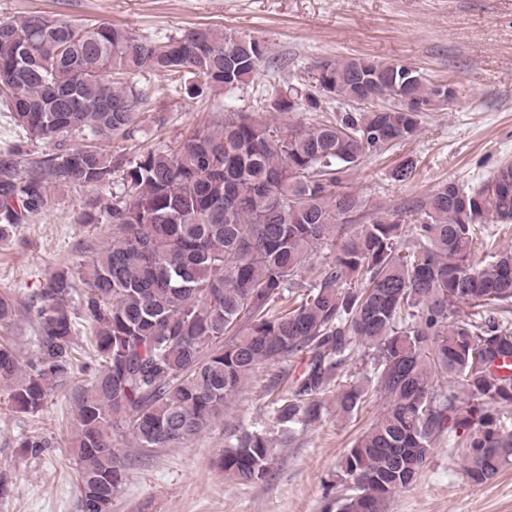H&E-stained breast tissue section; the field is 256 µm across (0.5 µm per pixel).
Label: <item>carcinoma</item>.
I'll return each instance as SVG.
<instances>
[{
	"mask_svg": "<svg viewBox=\"0 0 512 512\" xmlns=\"http://www.w3.org/2000/svg\"><path fill=\"white\" fill-rule=\"evenodd\" d=\"M266 54L263 42L211 25L151 40L46 12L0 21V99L53 147L37 159L22 142L0 153V242L51 208L52 189H103L120 174L112 203L81 217L112 225L111 240L83 247L36 296V362L25 368L0 344V384L33 416L71 378L73 317L92 328L100 368L73 394L81 512H111L128 466L117 444L148 455L195 438L262 365L302 364L269 380L278 431L318 420L358 343L371 350L369 374L342 385L336 412L358 413L371 388L384 405L339 464L336 512H386L447 435L460 439L474 485L512 465V248L472 260L487 220L512 223V162L477 187L449 181L368 216L346 184L365 157L417 137L416 108L438 93L423 73L324 60L310 82L277 89L257 111L227 107L175 147L124 163L95 145L134 134L145 101L136 75H174L195 99L248 84ZM329 96L350 111L285 132L269 117L320 112ZM416 169L409 156L392 178ZM322 246L333 261L298 283ZM16 309L0 295L1 327ZM441 378L466 399L437 390ZM274 460L268 430L227 435L222 467L240 483L264 481Z\"/></svg>",
	"mask_w": 512,
	"mask_h": 512,
	"instance_id": "cac0c4a2",
	"label": "carcinoma"
}]
</instances>
